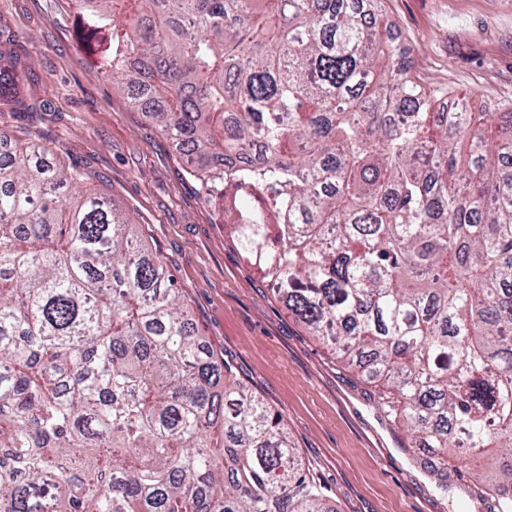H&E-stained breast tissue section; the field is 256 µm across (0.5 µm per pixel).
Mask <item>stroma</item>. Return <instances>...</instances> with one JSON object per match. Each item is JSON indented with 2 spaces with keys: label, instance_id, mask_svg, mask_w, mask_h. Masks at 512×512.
<instances>
[{
  "label": "stroma",
  "instance_id": "obj_1",
  "mask_svg": "<svg viewBox=\"0 0 512 512\" xmlns=\"http://www.w3.org/2000/svg\"><path fill=\"white\" fill-rule=\"evenodd\" d=\"M397 47L463 107L512 112V0H383ZM71 0H0L18 34L14 65L32 112L0 107V131L56 148L86 187L129 213L163 257L205 345L282 417L335 512H487L469 491L478 463L449 465L442 488L428 449L378 413L363 369L346 367L288 314L240 256L197 191L178 147L112 92L79 44Z\"/></svg>",
  "mask_w": 512,
  "mask_h": 512
}]
</instances>
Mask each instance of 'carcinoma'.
<instances>
[{"mask_svg": "<svg viewBox=\"0 0 512 512\" xmlns=\"http://www.w3.org/2000/svg\"><path fill=\"white\" fill-rule=\"evenodd\" d=\"M112 89L438 476L512 512V112H443L381 0H74ZM0 103L28 112L0 67ZM88 174L0 132V512H332Z\"/></svg>", "mask_w": 512, "mask_h": 512, "instance_id": "cac0c4a2", "label": "carcinoma"}]
</instances>
